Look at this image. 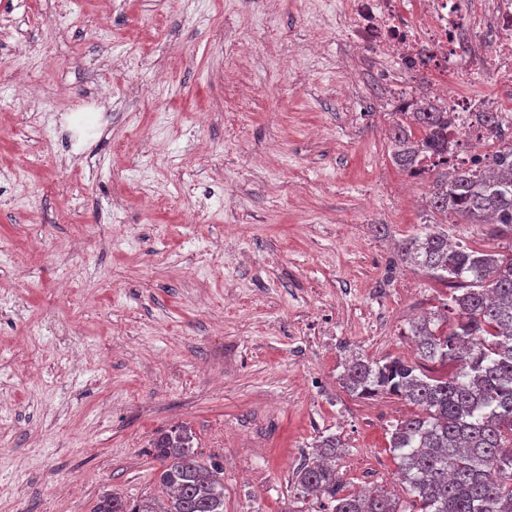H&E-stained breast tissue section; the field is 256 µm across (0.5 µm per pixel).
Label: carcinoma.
Instances as JSON below:
<instances>
[{
    "label": "carcinoma",
    "mask_w": 512,
    "mask_h": 512,
    "mask_svg": "<svg viewBox=\"0 0 512 512\" xmlns=\"http://www.w3.org/2000/svg\"><path fill=\"white\" fill-rule=\"evenodd\" d=\"M391 130V157L412 177L433 175L430 212L398 244L401 260L448 285L444 312L410 323L415 359L353 354L340 375L360 397L393 395L418 408L393 426L389 448L408 498L384 486L350 490L336 465L343 442L320 440L296 471L294 488L323 512H512V249L453 245L444 218L482 224L512 241V142L492 152L484 172L448 167V113L433 101H408ZM453 366L431 374L428 363ZM162 500L99 497L93 512H224V465L200 457L187 429L173 426L153 443Z\"/></svg>",
    "instance_id": "obj_1"
}]
</instances>
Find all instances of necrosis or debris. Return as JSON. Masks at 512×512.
<instances>
[{"label":"necrosis or debris","instance_id":"necrosis-or-debris-1","mask_svg":"<svg viewBox=\"0 0 512 512\" xmlns=\"http://www.w3.org/2000/svg\"><path fill=\"white\" fill-rule=\"evenodd\" d=\"M340 18L353 43L398 62V101L417 88L441 99L456 143L450 163L482 170L490 146L512 139V0H343ZM479 72L494 79L498 101L459 86ZM487 112L499 113L498 128L485 127Z\"/></svg>","mask_w":512,"mask_h":512}]
</instances>
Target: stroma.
I'll return each instance as SVG.
<instances>
[{"instance_id": "1", "label": "stroma", "mask_w": 512, "mask_h": 512, "mask_svg": "<svg viewBox=\"0 0 512 512\" xmlns=\"http://www.w3.org/2000/svg\"><path fill=\"white\" fill-rule=\"evenodd\" d=\"M341 0H0V512L160 495L158 435L224 462V512H318L294 469L345 444L404 495L412 408L340 381L412 357L449 290L395 244L428 178L348 64Z\"/></svg>"}]
</instances>
